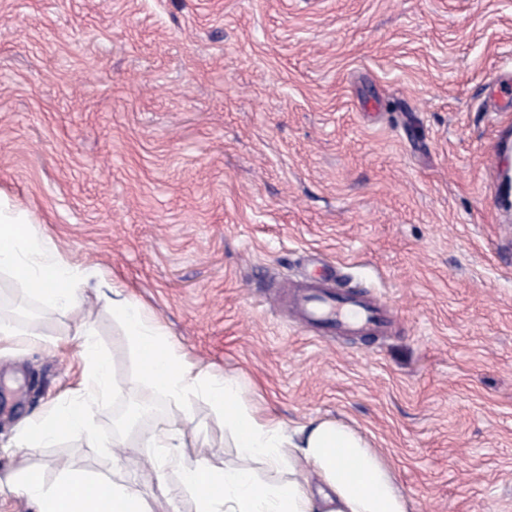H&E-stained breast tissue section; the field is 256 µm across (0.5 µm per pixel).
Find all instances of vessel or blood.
I'll return each instance as SVG.
<instances>
[{"label":"vessel or blood","instance_id":"vessel-or-blood-1","mask_svg":"<svg viewBox=\"0 0 512 512\" xmlns=\"http://www.w3.org/2000/svg\"><path fill=\"white\" fill-rule=\"evenodd\" d=\"M335 271V264L327 263L308 287L298 289L288 307L289 320L323 334L383 330L387 325L383 308L361 294L335 289Z\"/></svg>","mask_w":512,"mask_h":512}]
</instances>
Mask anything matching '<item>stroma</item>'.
I'll return each instance as SVG.
<instances>
[{
    "instance_id": "1",
    "label": "stroma",
    "mask_w": 512,
    "mask_h": 512,
    "mask_svg": "<svg viewBox=\"0 0 512 512\" xmlns=\"http://www.w3.org/2000/svg\"><path fill=\"white\" fill-rule=\"evenodd\" d=\"M0 196L74 266L126 293L193 370L234 378L289 427L363 434L409 512H512V0H0ZM336 263L381 299V336L289 322L288 285ZM20 314L0 339V448L55 478L109 476L196 512L154 473L156 418L184 415L186 460L244 468L207 396L172 397L94 287ZM87 325L112 362L88 403L97 445L19 448L86 372ZM37 328L44 342L22 340Z\"/></svg>"
}]
</instances>
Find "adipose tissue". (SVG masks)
Masks as SVG:
<instances>
[{
  "instance_id": "ef3b65f1",
  "label": "adipose tissue",
  "mask_w": 512,
  "mask_h": 512,
  "mask_svg": "<svg viewBox=\"0 0 512 512\" xmlns=\"http://www.w3.org/2000/svg\"><path fill=\"white\" fill-rule=\"evenodd\" d=\"M35 217L0 197V269L38 297L44 314H62L83 301L86 274L65 261L50 239L38 236ZM123 321L141 352L147 375L172 396L205 390L218 419L235 437L241 455L276 466L292 458L290 478L262 484L246 469H217L199 463L183 465L180 484L194 492L197 512H408L405 497L390 471L353 429L333 421H312L288 428L281 420L250 409L233 378L209 380L192 374L183 355L170 346L164 329L145 315L123 289L100 292ZM89 364V377L61 403L43 411L23 432V445L45 446L71 437H88L83 392L105 390L110 359L85 329L71 338ZM48 481L42 469L11 470L10 492L35 512H168L132 488L99 474L58 463Z\"/></svg>"
}]
</instances>
